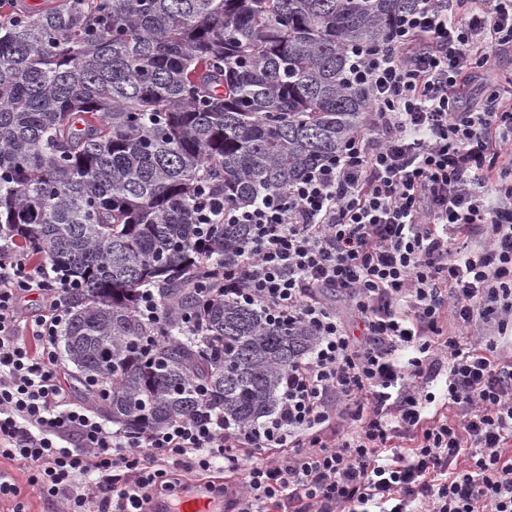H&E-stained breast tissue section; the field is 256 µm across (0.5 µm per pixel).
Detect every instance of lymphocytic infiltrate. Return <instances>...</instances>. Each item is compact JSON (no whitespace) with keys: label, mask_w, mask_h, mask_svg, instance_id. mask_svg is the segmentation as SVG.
Here are the masks:
<instances>
[{"label":"lymphocytic infiltrate","mask_w":512,"mask_h":512,"mask_svg":"<svg viewBox=\"0 0 512 512\" xmlns=\"http://www.w3.org/2000/svg\"><path fill=\"white\" fill-rule=\"evenodd\" d=\"M509 44L512 0H423L351 62L374 137L284 202L200 195L197 224L252 228L225 298L318 338L256 425L185 418L133 437L67 401L55 341L72 283L1 246L0 459L66 512H149L219 459L230 512H512V84L461 106ZM33 294L48 311L26 326Z\"/></svg>","instance_id":"1"}]
</instances>
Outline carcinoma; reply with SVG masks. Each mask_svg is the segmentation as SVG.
Masks as SVG:
<instances>
[{"label": "carcinoma", "instance_id": "cac0c4a2", "mask_svg": "<svg viewBox=\"0 0 512 512\" xmlns=\"http://www.w3.org/2000/svg\"><path fill=\"white\" fill-rule=\"evenodd\" d=\"M421 0H47L0 18V241L77 287L72 388L128 433L277 404L312 329L214 292L247 224L198 230L336 158L371 101L352 51ZM156 289L167 330L139 318Z\"/></svg>", "mask_w": 512, "mask_h": 512}]
</instances>
